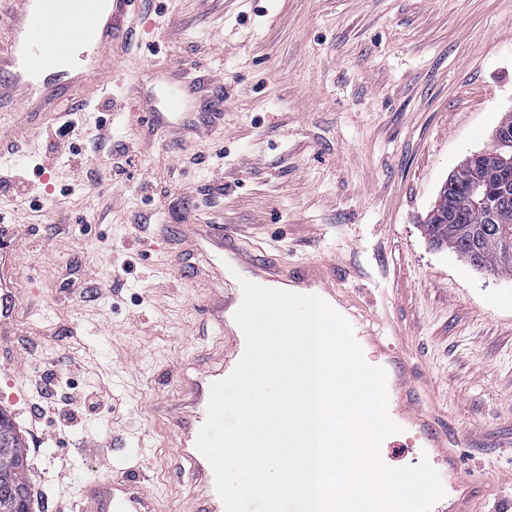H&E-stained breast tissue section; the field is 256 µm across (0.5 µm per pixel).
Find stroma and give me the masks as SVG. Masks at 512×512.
Listing matches in <instances>:
<instances>
[{
    "instance_id": "1",
    "label": "stroma",
    "mask_w": 512,
    "mask_h": 512,
    "mask_svg": "<svg viewBox=\"0 0 512 512\" xmlns=\"http://www.w3.org/2000/svg\"><path fill=\"white\" fill-rule=\"evenodd\" d=\"M108 97L73 130L13 101L0 159L21 305L0 335V411L24 438L31 512H60L107 465L137 466L161 512H191L175 461V370L213 345L212 270L184 224L250 258L333 262L336 305L409 349L417 393L475 483L512 498V275L433 247L450 175L512 113V0H136ZM175 87L178 124L152 130ZM101 405L51 422L46 374Z\"/></svg>"
}]
</instances>
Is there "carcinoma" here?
Listing matches in <instances>:
<instances>
[{
    "label": "carcinoma",
    "mask_w": 512,
    "mask_h": 512,
    "mask_svg": "<svg viewBox=\"0 0 512 512\" xmlns=\"http://www.w3.org/2000/svg\"><path fill=\"white\" fill-rule=\"evenodd\" d=\"M475 179L497 186L500 174L492 166L476 173L463 166L453 175V180L460 184ZM459 206L466 211L469 223L423 225L431 243L462 255L474 266H489L511 273L512 256L505 255L503 242L507 237L512 238V195L490 212L474 209L464 197L459 199ZM4 442L10 451L0 453V512H26L30 505V489L24 464L25 443L13 420L0 411V444Z\"/></svg>",
    "instance_id": "obj_1"
}]
</instances>
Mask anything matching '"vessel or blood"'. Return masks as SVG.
<instances>
[{
    "label": "vessel or blood",
    "instance_id": "1",
    "mask_svg": "<svg viewBox=\"0 0 512 512\" xmlns=\"http://www.w3.org/2000/svg\"><path fill=\"white\" fill-rule=\"evenodd\" d=\"M14 9H0V97L26 100L39 95L45 109H55L73 86L99 78L112 68V44L119 21L132 0H17ZM201 252L215 262L224 260V234L212 227L192 229ZM329 264L309 267L301 277L305 286H320L335 295L336 286ZM19 277L11 252L0 249V333L14 321L19 300ZM359 337L381 348L397 368V384L402 396L400 411L417 430L421 447L431 449L436 459L447 462L449 488L456 497L448 508L434 506L432 512H470L469 479L453 465L447 431L426 425L423 409L409 398L417 375L409 371L406 350L386 342L373 330L363 328ZM246 343L238 341L223 354L220 370L196 368L179 376L184 408L172 421V441L178 457L192 465L197 490L193 512H225L215 488L209 461L197 450L198 433L206 421L210 389L225 379L241 360ZM74 512H158L156 499L143 485L139 473L131 469L107 470L97 474L81 490Z\"/></svg>",
    "mask_w": 512,
    "mask_h": 512
}]
</instances>
